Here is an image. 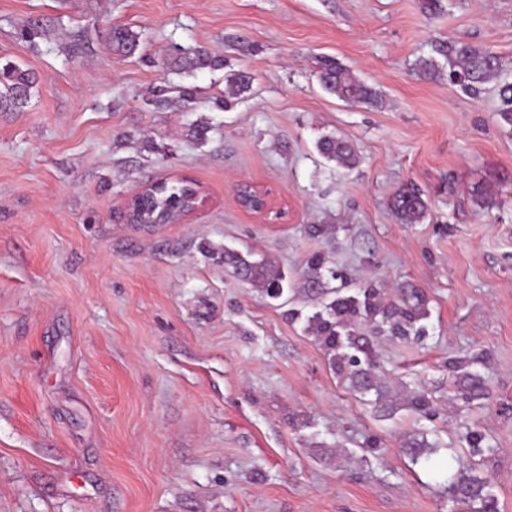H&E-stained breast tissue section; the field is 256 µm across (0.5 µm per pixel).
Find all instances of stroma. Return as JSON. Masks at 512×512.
<instances>
[{"instance_id": "obj_1", "label": "stroma", "mask_w": 512, "mask_h": 512, "mask_svg": "<svg viewBox=\"0 0 512 512\" xmlns=\"http://www.w3.org/2000/svg\"><path fill=\"white\" fill-rule=\"evenodd\" d=\"M427 2L0 0V61L37 76L24 111L0 112V512H459L449 474L488 482L491 508L466 512H512V125L491 85L449 84L438 51L512 60V0ZM114 24L133 53L113 52ZM176 45L230 66L174 64ZM324 56L381 104L325 91ZM231 69L251 84L221 111ZM163 86L201 94L160 110ZM324 135L356 166L323 157ZM159 180L193 183L202 205L127 223V199ZM242 180L287 223L244 210ZM407 182L429 201L419 224L389 207ZM228 247L272 260L288 292L240 281ZM318 250L352 286L428 297L426 335L374 341L379 391L303 329ZM480 353L487 398L453 400L449 358ZM137 39V34L123 25H113L107 33V40L118 52H132L137 46ZM318 151L327 159L336 161L343 168L356 164V154L351 144L340 137L323 136L317 143Z\"/></svg>"}]
</instances>
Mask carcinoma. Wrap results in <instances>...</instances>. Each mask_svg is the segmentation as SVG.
I'll list each match as a JSON object with an SVG mask.
<instances>
[{"mask_svg":"<svg viewBox=\"0 0 512 512\" xmlns=\"http://www.w3.org/2000/svg\"><path fill=\"white\" fill-rule=\"evenodd\" d=\"M137 39V34L123 25H114L107 33V40L118 52H132L137 46ZM448 59V81L464 90L473 91L479 85L495 82L497 112L505 122L512 125V80L505 76L507 66L503 58L490 50L460 43L448 46ZM173 60L193 68L215 69L226 65V60L211 55L203 46H175ZM319 78L327 92L343 101L367 104L379 102L378 93L372 86L332 58L320 61ZM227 82L228 89L224 95L214 98V106L222 111L232 109L237 104L236 98L249 89L250 76L239 70L228 76ZM34 84L35 78L30 70L9 61L1 65L0 112L23 111ZM197 97L198 89L187 87L179 89L173 99L157 95L154 104L162 109L173 105L187 108ZM317 148L324 157L343 168H351L356 164L353 147L340 137L324 136L317 143ZM190 191L187 184L166 182L158 188L155 197L144 201V208L148 212L155 207L177 211L185 203ZM391 207L404 224L423 222L429 210L423 193L412 184L395 191ZM224 266L266 294L272 288L288 287V280L281 271L271 268L264 261H250L231 249H224ZM336 280L340 281V286H330V282ZM302 284L308 292L321 298L313 306L312 312L305 316L304 331L320 342L331 363L339 359L356 367L353 378L365 392L376 387L377 364L370 357L373 339L379 336H421L426 331L424 321L428 320L430 310L428 300L420 289L403 287L395 297L390 298L385 289L370 284L350 294L342 271L330 264L321 251L307 258ZM350 349L365 354L366 367H360L357 358L347 356ZM471 365L470 361L450 362V369L457 374V396L468 403L487 397L480 377L468 371ZM485 488L486 481L480 477L464 482L448 477V492L456 503L466 507L471 506L475 500L486 501Z\"/></svg>","mask_w":512,"mask_h":512,"instance_id":"1","label":"carcinoma"}]
</instances>
